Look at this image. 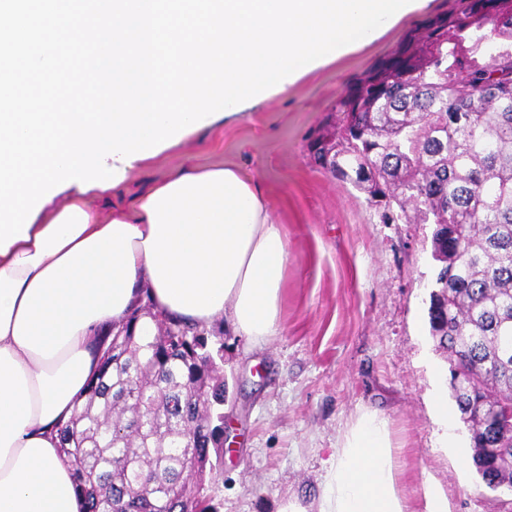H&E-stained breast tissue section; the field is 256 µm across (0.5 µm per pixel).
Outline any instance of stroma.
I'll list each match as a JSON object with an SVG mask.
<instances>
[{"label": "stroma", "mask_w": 512, "mask_h": 512, "mask_svg": "<svg viewBox=\"0 0 512 512\" xmlns=\"http://www.w3.org/2000/svg\"><path fill=\"white\" fill-rule=\"evenodd\" d=\"M460 4L431 0L288 94L231 125L216 122L128 176L131 198L186 164L236 166L260 178L288 240L278 334L256 346L223 320L209 329L224 339V464L205 481L219 512H277L287 497L312 503L346 426L364 409L388 418L415 501L427 476L453 512H512V490L482 482L457 408L449 410L452 443L438 442L433 397L449 388L450 372L430 334L431 225L384 223L382 206L309 151L351 83L428 16Z\"/></svg>", "instance_id": "obj_1"}]
</instances>
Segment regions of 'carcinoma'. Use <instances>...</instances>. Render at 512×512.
I'll use <instances>...</instances> for the list:
<instances>
[{
  "label": "carcinoma",
  "instance_id": "1",
  "mask_svg": "<svg viewBox=\"0 0 512 512\" xmlns=\"http://www.w3.org/2000/svg\"><path fill=\"white\" fill-rule=\"evenodd\" d=\"M316 162L387 208L431 224L429 322L487 485L508 482L512 429V0L435 14L339 97ZM137 307L98 343L100 365L57 424L59 456L86 512H218L206 471L224 457V340ZM193 467L197 478L186 483Z\"/></svg>",
  "mask_w": 512,
  "mask_h": 512
}]
</instances>
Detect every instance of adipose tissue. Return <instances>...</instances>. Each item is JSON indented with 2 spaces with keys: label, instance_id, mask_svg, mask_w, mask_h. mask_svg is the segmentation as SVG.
I'll use <instances>...</instances> for the list:
<instances>
[{
  "label": "adipose tissue",
  "instance_id": "obj_1",
  "mask_svg": "<svg viewBox=\"0 0 512 512\" xmlns=\"http://www.w3.org/2000/svg\"><path fill=\"white\" fill-rule=\"evenodd\" d=\"M118 192L71 184L0 254V512H85L56 425L96 369L100 337L137 306L202 328L221 317L257 342L280 330L288 245L259 178L188 165L129 207L99 208ZM402 477L388 419L365 410L315 504L288 498L277 512H451L431 482L416 505Z\"/></svg>",
  "mask_w": 512,
  "mask_h": 512
}]
</instances>
